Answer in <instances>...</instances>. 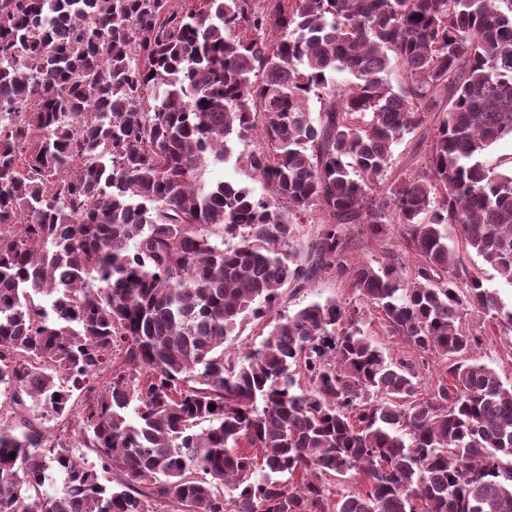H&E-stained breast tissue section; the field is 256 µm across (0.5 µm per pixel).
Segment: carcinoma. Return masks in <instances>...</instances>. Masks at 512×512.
<instances>
[{
    "label": "carcinoma",
    "mask_w": 512,
    "mask_h": 512,
    "mask_svg": "<svg viewBox=\"0 0 512 512\" xmlns=\"http://www.w3.org/2000/svg\"><path fill=\"white\" fill-rule=\"evenodd\" d=\"M506 134L512 0H0V512H512V386L466 324L512 308L448 246L512 285ZM233 136L266 196L207 179ZM327 270L448 361L428 395L360 307L281 313ZM427 143L421 142L419 133L405 135L395 146L391 159L390 173L392 176L400 173L410 165V160L415 155L423 156ZM480 161L495 172L508 173L512 169V136L506 135L490 145ZM349 234L352 240L351 256L356 261L370 262L374 266L382 261L399 262V267L402 268L403 273L408 275L415 264V259L411 254L402 253L395 246L397 240L394 233H391L383 241H376L365 235H361L357 224H350ZM265 321L250 322L243 326L239 336H231L224 344V348H226L227 353H239L244 354L247 352L248 347H252L254 345H258L259 342L266 336H261V333L264 332V335L269 331V327H265ZM264 328V331L262 329Z\"/></svg>",
    "instance_id": "cac0c4a2"
}]
</instances>
